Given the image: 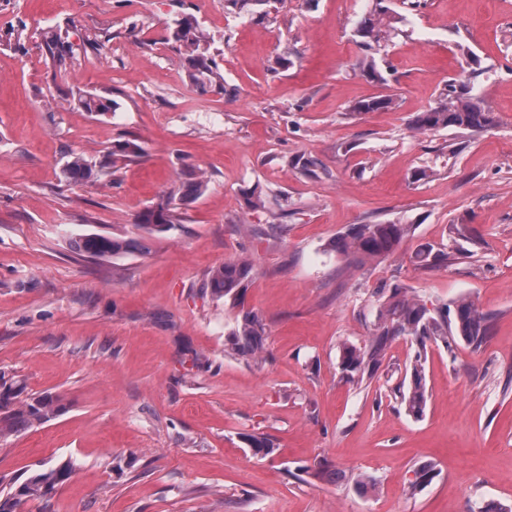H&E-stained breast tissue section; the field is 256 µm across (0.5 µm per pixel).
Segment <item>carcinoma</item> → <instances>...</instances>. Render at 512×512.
<instances>
[{"label": "carcinoma", "mask_w": 512, "mask_h": 512, "mask_svg": "<svg viewBox=\"0 0 512 512\" xmlns=\"http://www.w3.org/2000/svg\"><path fill=\"white\" fill-rule=\"evenodd\" d=\"M388 13L389 7L382 5V0H376L374 10L364 17L357 29L363 44L380 41L383 17ZM171 36L184 49V60L196 88H224V76L215 59L207 55L208 48L201 45L202 36L192 18L183 16L175 20ZM45 46L54 60L62 61L73 53L72 47L56 32L45 36ZM79 104L86 111L99 115L115 108L112 100L91 94L79 98ZM392 105L393 99L389 96L375 97L356 103L352 111L375 112ZM495 124L496 117L485 107L482 98L454 81L448 82L437 106L418 113L413 120L414 128L421 132L440 128L480 132ZM63 175L67 180L78 183L93 178L95 173L83 156L74 155L66 162ZM176 221L173 209L166 205L147 208L137 217L139 226L156 233L168 231ZM408 233L406 224H355L337 247L345 251L350 249L362 257H385ZM131 244L130 240L92 233L74 242V249L90 258H110L126 252ZM249 272V264L244 260L226 262L210 272L206 288L212 295L224 297L238 306ZM379 295L382 303L376 315L371 343L364 348L343 346L340 350L341 372L347 380L361 382L364 376L372 375L380 366L391 339L400 336L410 338L415 342L417 351L405 370L398 396L406 414L418 420L424 416L428 401L423 362L427 343L440 341L450 352L460 341L478 348L489 333L488 317L469 299L430 309L398 286L388 293L381 290ZM265 335L263 318L253 311L243 310L236 326L225 336L224 350L231 355L253 358L263 349ZM22 391L20 383L0 373V437L43 424L62 411L58 396L47 393L28 401L19 399ZM246 443L255 455L268 456L275 451L272 440L265 434H250L246 436ZM71 472V465L67 462L30 476L10 490L5 498H0V512H20L26 500L51 496Z\"/></svg>", "instance_id": "obj_1"}]
</instances>
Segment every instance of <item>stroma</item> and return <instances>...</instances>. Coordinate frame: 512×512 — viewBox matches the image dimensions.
Wrapping results in <instances>:
<instances>
[{
	"label": "stroma",
	"instance_id": "obj_1",
	"mask_svg": "<svg viewBox=\"0 0 512 512\" xmlns=\"http://www.w3.org/2000/svg\"><path fill=\"white\" fill-rule=\"evenodd\" d=\"M390 36L356 34L374 0H0V372L63 411L0 438V494L71 463L23 512H477L512 504V0H386ZM191 16L224 76L201 91L168 25ZM21 30L20 41L10 30ZM54 30L73 46L55 62ZM288 53L290 62L276 58ZM374 59L384 81L360 75ZM495 112L477 133L411 128L448 79ZM112 99L97 115L80 96ZM392 96V109L353 112ZM138 156L113 159L119 144ZM80 154L102 170L72 183ZM204 172L201 194L178 190ZM259 194L262 207L248 204ZM158 204L178 222L136 223ZM406 224L379 262L337 243L355 224ZM132 241L112 258L75 238ZM431 246L443 263L420 264ZM251 264L245 308L260 358L225 353L239 310L206 289L224 262ZM489 317L481 348L428 344L422 419L395 392L416 348L389 343L361 383L342 343L368 344L379 287ZM263 433L272 456L244 437ZM335 470V479L319 474ZM435 477L409 494L412 471ZM374 477L376 493L358 476Z\"/></svg>",
	"mask_w": 512,
	"mask_h": 512
}]
</instances>
